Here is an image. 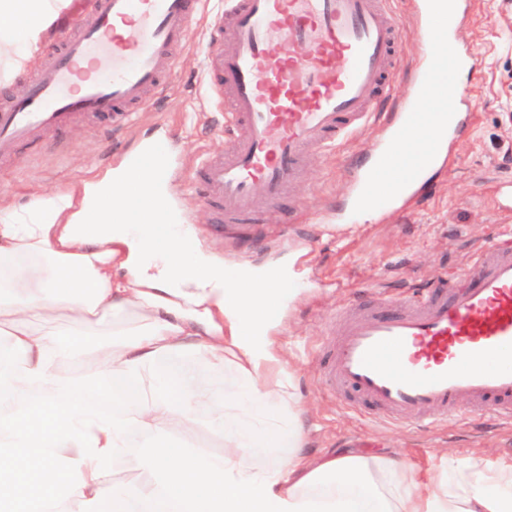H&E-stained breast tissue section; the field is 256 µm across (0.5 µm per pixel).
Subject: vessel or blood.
<instances>
[{"label": "vessel or blood", "instance_id": "1", "mask_svg": "<svg viewBox=\"0 0 512 512\" xmlns=\"http://www.w3.org/2000/svg\"><path fill=\"white\" fill-rule=\"evenodd\" d=\"M84 0L59 27L23 94L0 92V161L82 119L120 126L164 88L201 18L215 33L209 90L232 135L205 153L194 177L212 230L237 238L266 223L306 175L314 153L379 121L401 52L387 0ZM419 38L432 59L414 65L410 99L384 121L371 164L352 175L351 216L386 214L451 162L449 135L465 125L474 56L458 40L466 0H415ZM126 172H150L159 199L172 169L167 148L147 143ZM322 342L323 384L350 409L392 425H433L465 414L512 422V235L487 242L462 275L383 307L337 311Z\"/></svg>", "mask_w": 512, "mask_h": 512}]
</instances>
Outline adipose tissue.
Wrapping results in <instances>:
<instances>
[{"label": "adipose tissue", "mask_w": 512, "mask_h": 512, "mask_svg": "<svg viewBox=\"0 0 512 512\" xmlns=\"http://www.w3.org/2000/svg\"><path fill=\"white\" fill-rule=\"evenodd\" d=\"M73 5L0 0V70L20 69ZM158 231L148 211H127L114 176L0 208V512H512V457L420 473L381 454L308 456L292 378L268 336L277 276L224 274ZM34 313L67 322L49 333L32 326ZM106 318L110 338L72 339L71 325ZM183 353L243 379L252 430L190 368L148 396H111V418L88 402L110 396L112 379L139 384L153 362ZM192 427L219 436L220 451L175 447ZM131 448L143 451L131 467L153 477L115 484L113 463Z\"/></svg>", "instance_id": "ef3b65f1"}]
</instances>
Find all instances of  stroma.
I'll return each mask as SVG.
<instances>
[{"label": "stroma", "mask_w": 512, "mask_h": 512, "mask_svg": "<svg viewBox=\"0 0 512 512\" xmlns=\"http://www.w3.org/2000/svg\"><path fill=\"white\" fill-rule=\"evenodd\" d=\"M391 8L403 46L397 68L402 94L419 49L416 18L413 0H391ZM460 37L479 59L467 78L469 125L451 146L452 166L430 173V193L411 209L344 221L349 176L368 162L382 136L381 127L372 126L337 153L317 155L262 232L241 241L212 236V215L192 173L200 153L222 150L227 134L206 88L201 27L192 31L168 90L126 126L109 129L82 120L56 134V147L20 146L0 167V207L22 209L60 189L80 190L83 182L120 167L143 142L166 143L172 201L189 210L192 221L183 231L196 234L197 250L229 273L277 270L295 281L270 336L304 410L308 453L386 454L419 468L442 459L512 456V423L486 415L431 430L394 426L347 408L321 379L319 347L337 310L398 296L443 272L462 273L480 243L512 226L498 197L512 189V0H470Z\"/></svg>", "instance_id": "1"}]
</instances>
